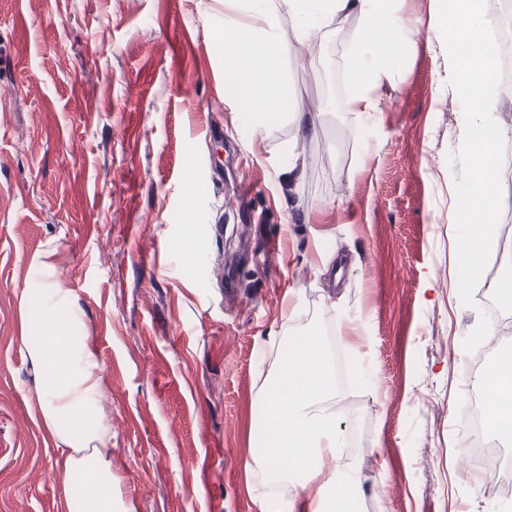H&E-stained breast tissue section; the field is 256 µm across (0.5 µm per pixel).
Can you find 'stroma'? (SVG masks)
I'll return each mask as SVG.
<instances>
[{
	"label": "stroma",
	"instance_id": "35a3bbf8",
	"mask_svg": "<svg viewBox=\"0 0 512 512\" xmlns=\"http://www.w3.org/2000/svg\"><path fill=\"white\" fill-rule=\"evenodd\" d=\"M206 15L223 20L219 0H0V512H74L21 340L44 257L104 367L120 512H259L258 390L298 336L363 357L336 417L361 461L353 512H500L457 460L479 313L448 302L463 108L444 43L403 42L362 125L344 72L365 20L342 13L285 62L307 132L262 137L224 101ZM246 212L228 278L214 228Z\"/></svg>",
	"mask_w": 512,
	"mask_h": 512
}]
</instances>
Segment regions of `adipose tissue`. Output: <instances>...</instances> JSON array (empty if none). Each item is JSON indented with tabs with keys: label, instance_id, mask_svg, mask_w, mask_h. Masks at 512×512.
Masks as SVG:
<instances>
[{
	"label": "adipose tissue",
	"instance_id": "1",
	"mask_svg": "<svg viewBox=\"0 0 512 512\" xmlns=\"http://www.w3.org/2000/svg\"><path fill=\"white\" fill-rule=\"evenodd\" d=\"M394 0H224V23L213 35L224 51V86L238 110L250 113L259 131L281 123L302 129L305 115L281 109L288 86L285 59L320 40L340 13L355 11L366 22L345 71L352 93L348 112L364 118L378 111L377 90L386 63L413 32L393 7ZM291 35L282 37V20ZM21 298L26 317L24 341L39 369L34 386L43 424L63 447L68 493L76 512H117L112 496V464L97 448L110 437L100 410L103 367L80 332L81 316L57 288L53 267L32 262ZM336 371L316 337L289 346L275 375L259 392V420L251 435L254 463L274 480L290 468L303 471L302 490L310 512L354 474L325 472V458H338L343 440L336 427Z\"/></svg>",
	"mask_w": 512,
	"mask_h": 512
}]
</instances>
